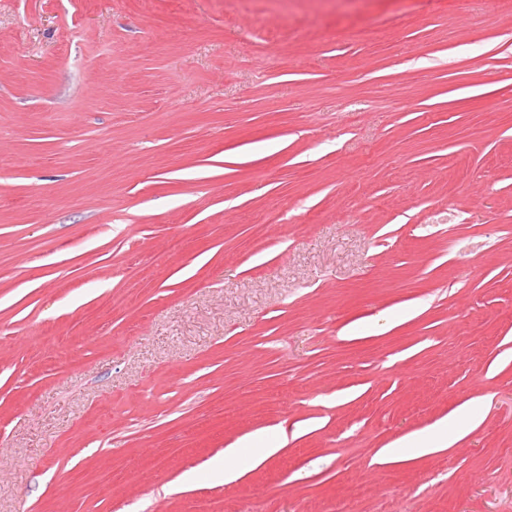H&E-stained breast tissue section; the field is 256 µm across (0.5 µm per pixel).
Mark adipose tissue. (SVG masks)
Segmentation results:
<instances>
[{
  "label": "adipose tissue",
  "instance_id": "obj_1",
  "mask_svg": "<svg viewBox=\"0 0 512 512\" xmlns=\"http://www.w3.org/2000/svg\"><path fill=\"white\" fill-rule=\"evenodd\" d=\"M479 424L469 404L460 405L447 419L439 421L433 429L425 434H409L401 438L398 447L384 449L388 458H415L446 450L465 431L475 429Z\"/></svg>",
  "mask_w": 512,
  "mask_h": 512
}]
</instances>
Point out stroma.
Wrapping results in <instances>:
<instances>
[{"label":"stroma","instance_id":"stroma-1","mask_svg":"<svg viewBox=\"0 0 512 512\" xmlns=\"http://www.w3.org/2000/svg\"><path fill=\"white\" fill-rule=\"evenodd\" d=\"M0 453V512H512V0H0ZM479 424L472 407L468 403L460 405L447 419L439 421L425 434H409L399 440L398 448H384L388 458H415L446 450L463 434L475 429ZM448 428L451 430L448 433ZM466 429V430H463ZM241 448L230 447L224 450V459L216 460L212 465V472L216 479L230 483L238 479L242 474L236 461L240 455Z\"/></svg>","mask_w":512,"mask_h":512}]
</instances>
